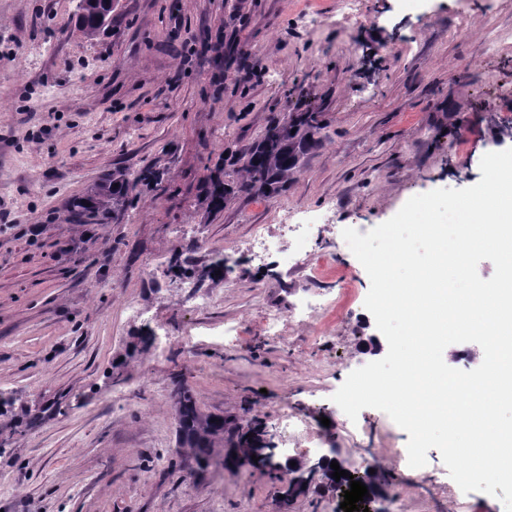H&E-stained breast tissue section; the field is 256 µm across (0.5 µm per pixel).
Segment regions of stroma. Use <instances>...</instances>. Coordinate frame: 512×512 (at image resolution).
Wrapping results in <instances>:
<instances>
[{"label":"stroma","mask_w":512,"mask_h":512,"mask_svg":"<svg viewBox=\"0 0 512 512\" xmlns=\"http://www.w3.org/2000/svg\"><path fill=\"white\" fill-rule=\"evenodd\" d=\"M78 0H0V512H278L309 432L349 469L375 463L370 512H505L453 486L438 450L407 471L409 435L332 397L376 361L370 279L342 231L413 196L463 189L512 148V0H118L87 38ZM320 113L321 141L287 189L205 212L213 179L273 117ZM161 185L139 182L146 168ZM122 173L135 197L86 219L76 201ZM316 218L318 272L243 263L255 225ZM40 227L30 235L29 225ZM194 272L177 277V254ZM236 262L208 280L218 259ZM214 297L192 308L190 288ZM283 316L268 332L266 312ZM258 428L269 462L216 439L179 443L177 390ZM305 424L290 431L281 403Z\"/></svg>","instance_id":"stroma-1"}]
</instances>
